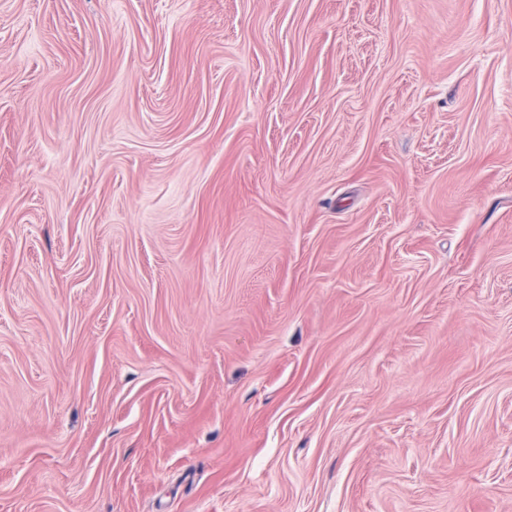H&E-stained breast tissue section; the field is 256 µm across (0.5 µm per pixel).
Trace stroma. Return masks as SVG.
<instances>
[{"label":"stroma","instance_id":"obj_1","mask_svg":"<svg viewBox=\"0 0 512 512\" xmlns=\"http://www.w3.org/2000/svg\"><path fill=\"white\" fill-rule=\"evenodd\" d=\"M0 512H512V0H0Z\"/></svg>","mask_w":512,"mask_h":512}]
</instances>
